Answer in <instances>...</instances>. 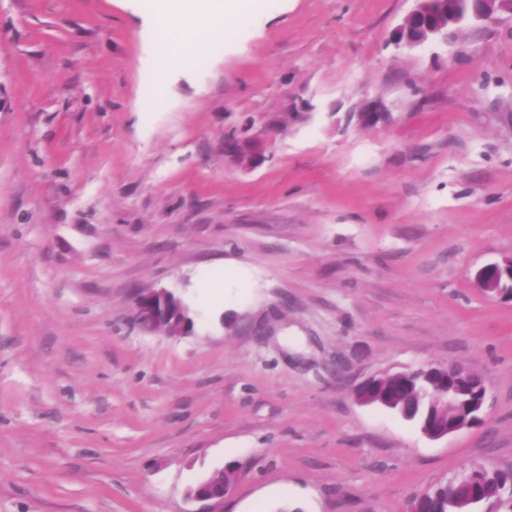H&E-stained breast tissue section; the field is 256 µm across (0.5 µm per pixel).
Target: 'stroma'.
<instances>
[{
  "label": "stroma",
  "mask_w": 512,
  "mask_h": 512,
  "mask_svg": "<svg viewBox=\"0 0 512 512\" xmlns=\"http://www.w3.org/2000/svg\"><path fill=\"white\" fill-rule=\"evenodd\" d=\"M413 6L264 0L161 87L139 0H0V512H186L232 461L223 512H406L512 468V299L475 282L512 256V24L397 48ZM149 288L191 335L138 329ZM448 362L484 424L355 398ZM505 471L499 468H490L483 464L471 463L463 466L459 470L452 473L448 479L449 486H455L464 491V495L457 499L458 510L455 512H478L474 509L483 502H501L498 496H489L484 499L475 498L471 495V484L475 480H483V478H490L496 474ZM485 482V481H484ZM454 500L448 496L446 486H436L427 489L413 499L414 509L418 512H450Z\"/></svg>",
  "instance_id": "35a3bbf8"
}]
</instances>
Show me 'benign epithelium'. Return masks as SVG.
<instances>
[{"label": "benign epithelium", "mask_w": 512, "mask_h": 512, "mask_svg": "<svg viewBox=\"0 0 512 512\" xmlns=\"http://www.w3.org/2000/svg\"><path fill=\"white\" fill-rule=\"evenodd\" d=\"M416 7L406 16L403 23L395 30L394 43L398 47L414 49L428 43L448 38V29L467 19L496 22L499 13L512 14V0H460L464 9L448 8L447 0H415ZM501 263L492 262L481 267L475 275L480 286L490 296H500L502 291L498 284V271ZM182 298L166 288H153L137 293L135 300L134 324L145 332L162 330L170 337H181L191 333L194 322L192 316H184L179 306ZM433 371L445 372L460 379L480 378L483 392H488V380L485 376L471 368L459 364L446 365L427 364L417 369L419 373ZM499 468H490L483 464L471 463L452 473L448 485L464 491L457 498V512H475V508L483 502H500L497 496L484 499L471 495V484L475 480L490 478L500 473ZM232 490V485H223L219 491L203 496L194 490L188 491V498L197 502L219 503Z\"/></svg>", "instance_id": "benign-epithelium-1"}]
</instances>
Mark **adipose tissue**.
<instances>
[{
  "label": "adipose tissue",
  "instance_id": "ef3b65f1",
  "mask_svg": "<svg viewBox=\"0 0 512 512\" xmlns=\"http://www.w3.org/2000/svg\"><path fill=\"white\" fill-rule=\"evenodd\" d=\"M155 43L164 56L157 76L204 53L208 40L225 26H244L263 12L261 0H148Z\"/></svg>",
  "mask_w": 512,
  "mask_h": 512
}]
</instances>
